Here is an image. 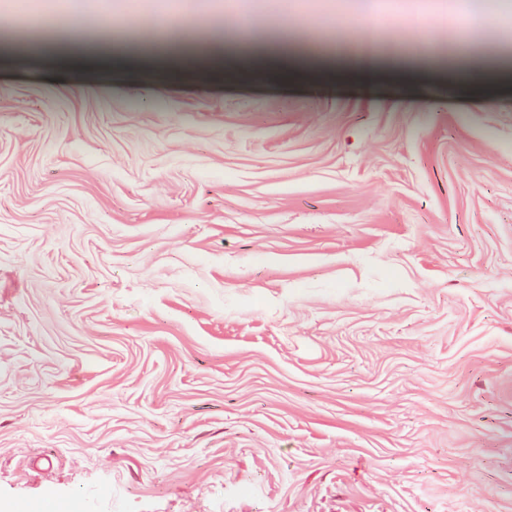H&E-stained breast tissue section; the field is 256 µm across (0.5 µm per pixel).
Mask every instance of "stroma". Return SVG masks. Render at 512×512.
<instances>
[{
	"mask_svg": "<svg viewBox=\"0 0 512 512\" xmlns=\"http://www.w3.org/2000/svg\"><path fill=\"white\" fill-rule=\"evenodd\" d=\"M448 0H378L381 69L282 78L257 52L365 38L358 0H0V512H512V79L451 90ZM425 60L395 74L398 49ZM201 50L197 51L196 66L200 69L211 67H227L234 63L231 46L225 44L222 50L214 51L209 45L202 44Z\"/></svg>",
	"mask_w": 512,
	"mask_h": 512,
	"instance_id": "obj_1",
	"label": "stroma"
}]
</instances>
